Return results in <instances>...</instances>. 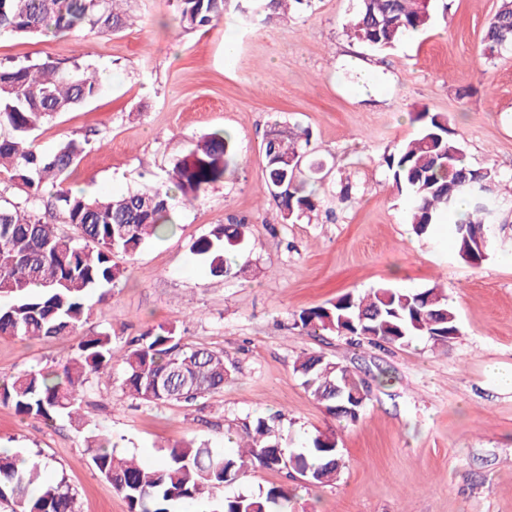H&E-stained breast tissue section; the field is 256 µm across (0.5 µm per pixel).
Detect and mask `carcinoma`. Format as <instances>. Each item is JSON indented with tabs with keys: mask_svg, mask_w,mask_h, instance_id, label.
<instances>
[{
	"mask_svg": "<svg viewBox=\"0 0 512 512\" xmlns=\"http://www.w3.org/2000/svg\"><path fill=\"white\" fill-rule=\"evenodd\" d=\"M128 0H0V32L34 36L74 33L86 28L115 32L126 26L121 6ZM354 14L343 32L372 49H390L432 24L437 0H356ZM313 0H176L175 20L189 31H206L226 16L255 24L285 13L298 14ZM512 48V0H501L484 36L490 57ZM102 90L95 71L78 65L62 68L52 62L0 63V168L28 188L27 196L12 201L0 194V336L22 338L70 335L88 316L93 297L103 301L102 289L115 284L123 271L112 262L116 254L133 255L149 238L173 230L171 200L178 196L192 205L211 186L235 173L239 159L232 136L215 130L191 140L173 163L167 178L119 195L87 198L67 186V176L84 152V144L68 140L50 154L38 152L32 140L36 129L54 116L92 100ZM419 130L384 157L397 191L415 202L411 224L416 235L452 217L460 197L469 209L453 222L455 248L467 262L485 260L505 238L512 208L496 191L498 174L475 168L446 113L419 112ZM310 144L301 128L273 129L266 134L264 183L282 220L294 224L308 219L321 201L298 167ZM468 178L478 186L495 187L497 214L482 197L459 186ZM51 184L54 207L44 203L42 187ZM66 224L70 235L59 228ZM247 224H216L194 245L206 257L214 276L244 272L236 267ZM297 324L310 334L335 332L350 344L401 345L417 337L448 341L460 334L458 316L447 295L435 287L417 292L380 286L359 296L347 294L334 302L301 312ZM119 361L123 385L143 403L192 402L224 389L229 369L224 353L182 342L174 325L142 333L118 352L112 336L101 332L82 339L65 362L30 370L0 385V402L17 414L53 422L65 417L80 423L81 394L91 377ZM294 371L326 412L338 420L359 419L369 390L348 370L323 355L298 360ZM237 451L226 454L194 441L163 450L160 461L144 467L114 450L101 437L89 448L93 468L127 501L129 512H179L189 504L234 482L250 465L286 469L313 483H329L343 467L333 431L319 432L308 447L286 453L276 436V418L258 416L243 423ZM42 463L0 453V502L12 512H75L74 498L61 483L38 495L29 492L41 477ZM293 489L277 485L257 495L226 497L219 512H288Z\"/></svg>",
	"mask_w": 512,
	"mask_h": 512,
	"instance_id": "cac0c4a2",
	"label": "carcinoma"
}]
</instances>
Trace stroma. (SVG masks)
Segmentation results:
<instances>
[{"mask_svg": "<svg viewBox=\"0 0 512 512\" xmlns=\"http://www.w3.org/2000/svg\"><path fill=\"white\" fill-rule=\"evenodd\" d=\"M425 32L377 52L342 32L352 0H315L312 10L256 25L221 20L205 33L173 21L175 0H131L132 25L118 32L0 34V61H50L95 69L101 93L59 114L37 132L39 152L88 139L68 179L76 193L118 195L164 180L191 139L225 129L241 165L192 207L173 203L177 227L132 257L114 255L122 278L105 302H91L74 336H0V380L49 367L82 337L112 335L120 348L144 330L175 325L184 343L223 352L230 375L220 392L192 403L142 404L122 388L121 365L92 378L83 393L85 424L18 415L0 403V448L40 457L43 483L65 481L76 512H128L126 500L91 466L93 436H111L144 464L163 447L193 440L224 447L225 434L256 416H279L282 448L306 446L334 429L346 463L330 485L290 480L249 467L245 477L198 501L218 512L227 496L294 483L291 512H512V239L478 264L462 260L451 225L428 237L409 223L412 199L398 192L383 161L418 131L415 113L450 116L469 163L512 183V51L483 55L489 18L500 0H447ZM236 47L226 51L225 32ZM372 70L377 87L351 90V76ZM310 132L325 209L284 223L262 189L263 140L274 122ZM354 188L331 191L339 176ZM336 221H328L326 208ZM246 219L241 277H215L192 246L228 218ZM441 288L460 334L441 344L352 346L336 333L294 328L297 315L345 294L380 286ZM320 353L368 382L360 420L330 417L294 370Z\"/></svg>", "mask_w": 512, "mask_h": 512, "instance_id": "stroma-1", "label": "stroma"}]
</instances>
